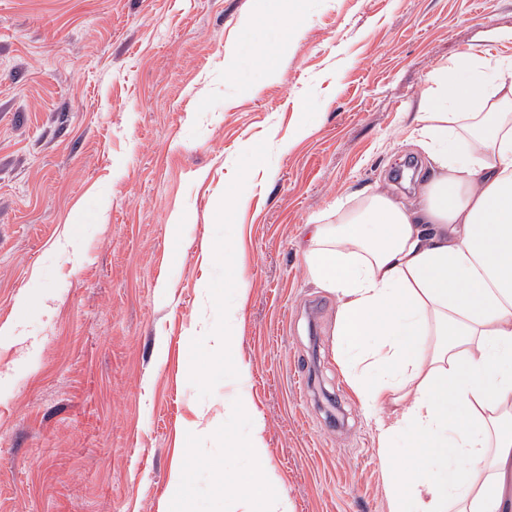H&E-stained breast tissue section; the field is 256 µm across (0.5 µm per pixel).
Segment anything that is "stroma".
<instances>
[{
  "label": "stroma",
  "mask_w": 512,
  "mask_h": 512,
  "mask_svg": "<svg viewBox=\"0 0 512 512\" xmlns=\"http://www.w3.org/2000/svg\"><path fill=\"white\" fill-rule=\"evenodd\" d=\"M252 9L0 0V324L24 329L0 345V512H169L184 427L233 387L202 399L189 381V330L216 321L217 210L272 128L292 146L243 188L230 325L275 487L295 512H391L336 298L298 243L361 193L405 192L410 106L434 66L512 27V0H298L243 29Z\"/></svg>",
  "instance_id": "35a3bbf8"
}]
</instances>
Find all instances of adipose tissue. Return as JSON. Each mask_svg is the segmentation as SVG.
Here are the masks:
<instances>
[{
	"label": "adipose tissue",
	"instance_id": "1",
	"mask_svg": "<svg viewBox=\"0 0 512 512\" xmlns=\"http://www.w3.org/2000/svg\"><path fill=\"white\" fill-rule=\"evenodd\" d=\"M408 138L411 198L307 229L344 373L374 417L391 512H512V56L436 65ZM407 437L421 471L397 466Z\"/></svg>",
	"mask_w": 512,
	"mask_h": 512
}]
</instances>
